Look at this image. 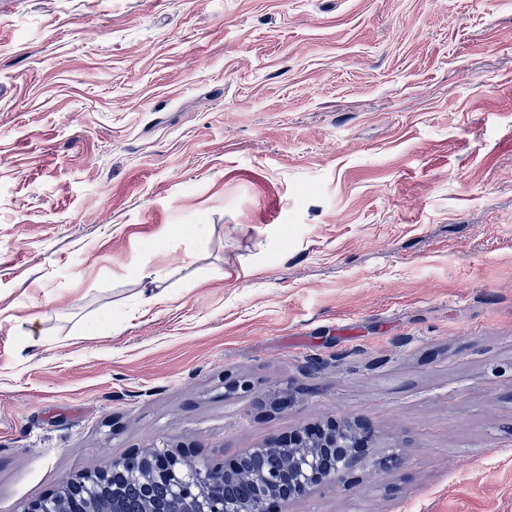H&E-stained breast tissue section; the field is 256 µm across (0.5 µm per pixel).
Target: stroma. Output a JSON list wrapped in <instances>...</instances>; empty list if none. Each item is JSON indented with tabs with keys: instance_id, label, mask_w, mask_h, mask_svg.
<instances>
[{
	"instance_id": "35a3bbf8",
	"label": "stroma",
	"mask_w": 512,
	"mask_h": 512,
	"mask_svg": "<svg viewBox=\"0 0 512 512\" xmlns=\"http://www.w3.org/2000/svg\"><path fill=\"white\" fill-rule=\"evenodd\" d=\"M335 419L270 512H512V0H0V512ZM337 426V430H336ZM352 428L349 422H334L319 436L295 435L288 442L276 444L283 464L277 479L278 496L274 499L284 501L297 500L307 496L315 487L335 482L345 475V470H336L337 449L343 448L338 442L339 432ZM317 453L330 459L317 468H313L311 454ZM319 470V471H318Z\"/></svg>"
}]
</instances>
